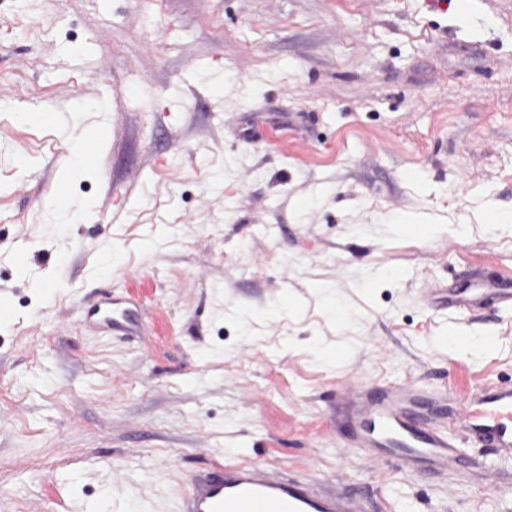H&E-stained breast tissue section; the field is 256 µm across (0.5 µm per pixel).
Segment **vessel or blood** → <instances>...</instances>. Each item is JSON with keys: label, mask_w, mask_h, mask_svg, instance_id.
<instances>
[{"label": "vessel or blood", "mask_w": 512, "mask_h": 512, "mask_svg": "<svg viewBox=\"0 0 512 512\" xmlns=\"http://www.w3.org/2000/svg\"><path fill=\"white\" fill-rule=\"evenodd\" d=\"M421 301L464 317L494 304L512 309V277L481 282L477 288H424ZM96 321L123 329L137 325L135 305L112 300L92 312ZM421 399L412 383L368 389L362 380L348 382L336 397V415L356 424L349 440L366 449L376 465L392 459L439 474L465 473L464 450L478 445L496 459L512 460V382L487 385L460 396L443 386ZM180 512H369L364 498L315 480L287 478L268 463L228 462L196 475L180 500Z\"/></svg>", "instance_id": "b4317fda"}]
</instances>
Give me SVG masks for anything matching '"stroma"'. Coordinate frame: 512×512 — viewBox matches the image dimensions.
I'll use <instances>...</instances> for the list:
<instances>
[{"mask_svg": "<svg viewBox=\"0 0 512 512\" xmlns=\"http://www.w3.org/2000/svg\"><path fill=\"white\" fill-rule=\"evenodd\" d=\"M491 212L512 214V0H0V512H179L224 460L512 512V461L376 470L336 420L353 376L512 380V310L419 299L512 272ZM112 296L138 330L87 325Z\"/></svg>", "mask_w": 512, "mask_h": 512, "instance_id": "obj_1", "label": "stroma"}]
</instances>
